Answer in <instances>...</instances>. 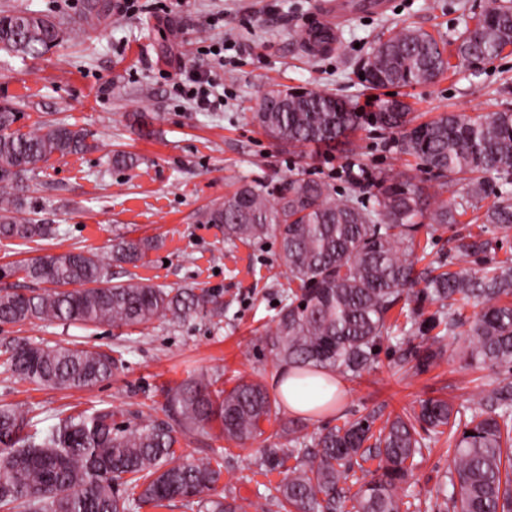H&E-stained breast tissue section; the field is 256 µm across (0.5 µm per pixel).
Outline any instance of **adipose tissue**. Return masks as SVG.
I'll return each instance as SVG.
<instances>
[{
  "label": "adipose tissue",
  "instance_id": "obj_1",
  "mask_svg": "<svg viewBox=\"0 0 512 512\" xmlns=\"http://www.w3.org/2000/svg\"><path fill=\"white\" fill-rule=\"evenodd\" d=\"M340 384L335 373L329 371L323 370L316 376L300 378L293 370L285 368L276 375L274 390L290 413L311 415L317 407L333 401L340 394Z\"/></svg>",
  "mask_w": 512,
  "mask_h": 512
}]
</instances>
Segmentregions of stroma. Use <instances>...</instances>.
<instances>
[{"mask_svg": "<svg viewBox=\"0 0 512 512\" xmlns=\"http://www.w3.org/2000/svg\"><path fill=\"white\" fill-rule=\"evenodd\" d=\"M120 26L69 32L65 42L39 58L0 56V105L23 117L24 130L56 121L94 133L99 150L51 158L31 181L28 208L55 235L43 241L46 253L104 249L115 238H155L157 246L137 264L112 265L115 280L137 276L170 288H218L224 292V320L201 317L181 322L155 320L147 329L109 325L0 324V344L22 338L35 345L121 348L123 366L92 389L38 387L0 366V404L41 406L45 415L81 404H110L118 419L138 410L163 418L162 390L184 380L221 371L219 387L239 378L271 383L280 366L264 345L277 302L288 288L278 272L279 243L269 236L227 243L199 213L222 203L241 180L280 184L288 176L328 182L333 197L349 193L348 166L370 172L393 170L432 179L418 160L401 153L397 135L371 124L357 131V153L347 156L317 146L290 147L268 136L252 120L260 91L274 84L326 90L371 112L376 99L392 95L411 104L417 121L441 112L471 116L512 110V53L462 65L436 80L393 91L368 88L361 64L388 28L406 24L444 39L460 27L462 12L481 13L490 0H389L382 15L357 16L339 32L335 50L309 55L303 22L317 0H115ZM222 48L224 108L195 110L175 89L188 69L209 71L211 51ZM136 154L132 170L113 168L112 152ZM472 216L455 228L421 227L428 261L474 267L460 258L455 233H467ZM438 366L417 374L404 351L382 350L369 372L346 382L331 412L307 421V434L360 418L375 426L417 401L444 398L468 411L483 390L506 375L487 364L471 365L455 337L444 340ZM264 439L238 446L219 428L180 437L182 453L215 456L224 464L223 495L244 498L248 512H269L267 489L281 479L270 469ZM448 474V447L431 444L418 459L406 489L421 512H439L436 490Z\"/></svg>", "mask_w": 512, "mask_h": 512, "instance_id": "stroma-1", "label": "stroma"}]
</instances>
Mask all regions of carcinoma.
Listing matches in <instances>:
<instances>
[{
	"label": "carcinoma",
	"mask_w": 512,
	"mask_h": 512,
	"mask_svg": "<svg viewBox=\"0 0 512 512\" xmlns=\"http://www.w3.org/2000/svg\"><path fill=\"white\" fill-rule=\"evenodd\" d=\"M473 23L448 43L419 28L387 30L362 64L372 89L404 88L454 68L446 46L459 62L495 59L512 48V0H491ZM119 22L116 8L83 0L76 23L92 30ZM70 21L28 9L0 10V52L38 58L61 45ZM335 94L299 87L272 88L254 107L253 120L272 138L290 146L322 145L356 152L354 136L364 115ZM369 119L399 136L400 150L442 178L440 189L403 172L372 177V204L348 194L335 199L329 185L300 174L272 189L243 182L224 202L204 210L200 223L215 224L224 240L250 241L269 233L279 242V266L288 292L264 343L274 359L305 377L328 369L359 378L383 345L401 348L421 338L412 353L414 372H427L445 353V334L462 325L463 310L479 309L463 338L469 363L506 369L510 376L483 392L478 406L463 415L447 400L428 398L396 415L378 431L363 418L326 428L313 437L292 421L279 420L266 386L240 378L227 390L217 380L187 379L164 390L166 419L138 411L124 425L112 407L94 404L75 415L61 411L54 422L38 408L0 405V512H140L166 501L187 512H247L235 497L214 494L223 464L213 457L177 453L179 435L207 432L220 425L224 439L238 445L265 434L267 463L275 469L296 464L268 498L273 512H409L400 494L425 446L421 432L447 436L448 481L444 505L452 512H512V256L483 262L480 273L452 270L426 278L416 270L419 221L433 231L457 223L460 212L479 210L488 175L501 181L495 200L476 219L480 232L458 237L462 257H480L497 247L484 237L486 225L512 232V112L469 116L442 112L412 124L411 107L380 99ZM20 114L0 106V242L41 244L55 234L49 224L21 219L28 180L52 156L61 158L98 148L92 134L58 122L23 132ZM463 184L460 199L442 198L448 184ZM155 248L149 239H113L110 262L134 264ZM110 262L97 251L37 256L23 267L26 278L47 284L29 294L0 289V323L103 324L137 328L156 319L201 316L224 318L222 294L203 288H165L130 277L115 282ZM424 288H419L420 283ZM428 298L438 309L405 314L400 326L390 312L400 301ZM441 333L430 335L435 329ZM5 363L36 386L91 389L112 378L122 358L112 350L42 347L23 340L3 345ZM375 458L378 467L362 462ZM362 479L352 478L354 469ZM351 483L345 488L343 484Z\"/></svg>",
	"instance_id": "1"
}]
</instances>
